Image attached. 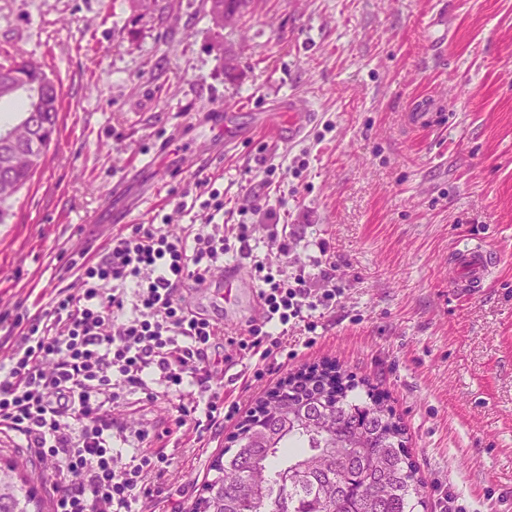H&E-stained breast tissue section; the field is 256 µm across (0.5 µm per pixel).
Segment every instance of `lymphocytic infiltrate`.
Returning a JSON list of instances; mask_svg holds the SVG:
<instances>
[{"instance_id": "1", "label": "lymphocytic infiltrate", "mask_w": 512, "mask_h": 512, "mask_svg": "<svg viewBox=\"0 0 512 512\" xmlns=\"http://www.w3.org/2000/svg\"><path fill=\"white\" fill-rule=\"evenodd\" d=\"M226 252L220 224L199 225L189 244L153 224L128 225L100 254L80 252L69 265L72 285L9 337L0 435L19 439L43 468L52 512H156L152 481L167 473L170 459L144 450L149 431L123 413L132 396L176 397V426L197 443L224 420L214 384L224 328L188 309L180 292L223 268ZM339 293L316 294L302 277L290 284L265 277L263 322L233 343L270 357L282 345L274 328L303 320ZM118 443L132 450L122 462Z\"/></svg>"}]
</instances>
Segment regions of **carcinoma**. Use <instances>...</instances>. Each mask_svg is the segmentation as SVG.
I'll return each instance as SVG.
<instances>
[{
	"label": "carcinoma",
	"instance_id": "obj_1",
	"mask_svg": "<svg viewBox=\"0 0 512 512\" xmlns=\"http://www.w3.org/2000/svg\"><path fill=\"white\" fill-rule=\"evenodd\" d=\"M212 25L224 29V12L242 16L250 0H207ZM32 76L42 65L26 52L0 61ZM15 101L19 116L0 125V224L11 200L41 168L36 141L50 147L59 127L60 87L47 90L38 123L25 122L31 93L0 83V102ZM354 386H336L322 373L307 376L283 397L303 413L257 410L225 461H216L192 512H414L425 504L424 484L406 455L403 429L371 393L358 400ZM25 465H0V512H46V503L24 474Z\"/></svg>",
	"mask_w": 512,
	"mask_h": 512
}]
</instances>
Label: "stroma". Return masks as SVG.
<instances>
[{
	"label": "stroma",
	"instance_id": "stroma-1",
	"mask_svg": "<svg viewBox=\"0 0 512 512\" xmlns=\"http://www.w3.org/2000/svg\"><path fill=\"white\" fill-rule=\"evenodd\" d=\"M159 4L0 0V55L32 54L62 93L45 163L0 224V336L122 225L162 210L164 232L191 238L208 213L185 194L213 178L225 224L250 230L227 260L344 293L315 332L290 324L276 356L234 355L223 390L239 408L206 447H168L164 512H186L282 382L325 368L404 428L428 503L415 512L446 497L512 512V0H250L221 31L205 0ZM292 99L318 118L288 144L270 118ZM466 241L497 258L487 287L457 283Z\"/></svg>",
	"mask_w": 512,
	"mask_h": 512
}]
</instances>
